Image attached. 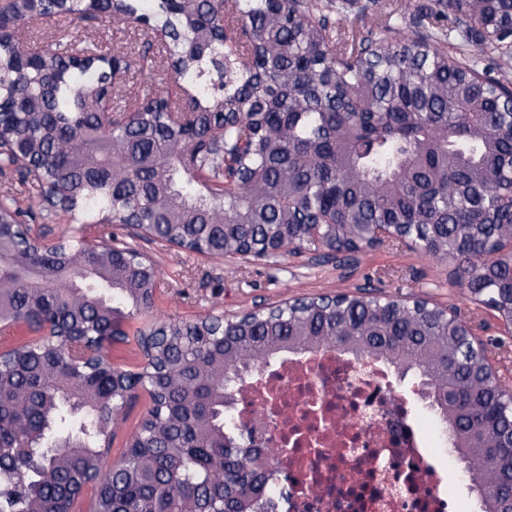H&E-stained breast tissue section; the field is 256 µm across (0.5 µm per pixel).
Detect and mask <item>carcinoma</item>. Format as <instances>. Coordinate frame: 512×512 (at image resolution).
<instances>
[{
  "mask_svg": "<svg viewBox=\"0 0 512 512\" xmlns=\"http://www.w3.org/2000/svg\"><path fill=\"white\" fill-rule=\"evenodd\" d=\"M41 0L47 17L134 18L184 92L144 93L133 112L103 99L134 70L112 50L56 36L23 52L0 21V327L54 320L40 345L0 356V512H71L89 484L95 512H268L288 497L232 409L244 378L289 353L334 351L412 374L462 457L484 456L482 512H512V400L459 316L424 300L338 294L241 316L153 317L158 270L93 232L135 226L183 250L267 258L353 252L389 226L456 264L459 285L512 325V99L475 67L512 58V0H431L417 39L393 26L342 33L330 0ZM456 15L461 53L425 20ZM64 215L71 233L31 243L19 199ZM140 326L130 335L125 323ZM134 338L121 368L99 353ZM151 406L105 469L133 392Z\"/></svg>",
  "mask_w": 512,
  "mask_h": 512,
  "instance_id": "cac0c4a2",
  "label": "carcinoma"
}]
</instances>
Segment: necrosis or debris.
<instances>
[{"label":"necrosis or debris","mask_w":512,"mask_h":512,"mask_svg":"<svg viewBox=\"0 0 512 512\" xmlns=\"http://www.w3.org/2000/svg\"><path fill=\"white\" fill-rule=\"evenodd\" d=\"M232 406L283 460L275 512H469L449 495L434 429L390 370L333 351L288 355L247 378Z\"/></svg>","instance_id":"obj_1"}]
</instances>
